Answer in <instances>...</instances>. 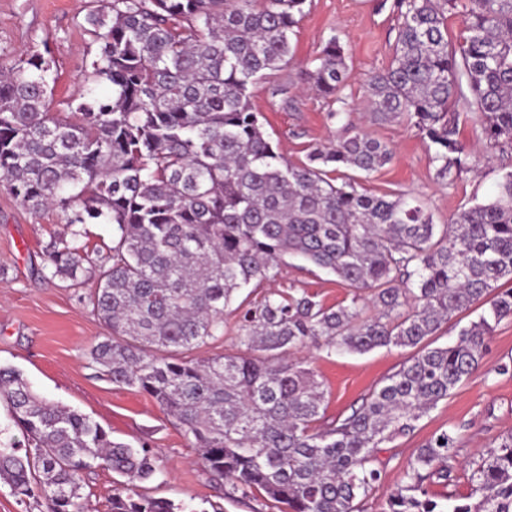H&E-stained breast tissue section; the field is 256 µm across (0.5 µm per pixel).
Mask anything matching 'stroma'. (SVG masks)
Wrapping results in <instances>:
<instances>
[{"label": "stroma", "mask_w": 512, "mask_h": 512, "mask_svg": "<svg viewBox=\"0 0 512 512\" xmlns=\"http://www.w3.org/2000/svg\"><path fill=\"white\" fill-rule=\"evenodd\" d=\"M391 4L392 0H308L291 37L292 63L253 87L252 104L272 141L295 163L305 159L309 146L357 130L387 143L394 150L392 162L364 181V188L377 195L418 198L435 223L444 224L461 207L496 193L502 175L512 170V154L489 148L478 113L469 104L457 103L459 138L471 155V168L444 187L434 177L427 141L411 124L373 120L366 83L393 57L398 20ZM90 7L91 0H0V49L14 54L46 49L55 62L51 111L67 113V103L96 50L83 27ZM333 35L344 47L349 68L339 122L329 117L338 108L335 103L304 90L298 78L300 69L313 67L321 44ZM283 83L287 95L274 94V87ZM65 230L64 213L32 212L0 182V268L5 271L0 277V365L21 370L38 394L90 416L113 440L148 443L159 457V471L138 484V492L180 502L187 512H209L214 504L223 512H278L262 497L245 498L231 484L212 482L198 451L150 396L113 384L90 365L88 351L107 330L88 297L97 285L101 257L112 245V227L87 225V273L84 284L76 288L41 272L47 246ZM276 285L307 290L328 305L347 294L334 276L294 259L283 266ZM409 355L400 348L364 355L311 354L326 391L327 416L349 414L361 396L382 384ZM510 361L512 319H506L496 327L478 370L420 420L412 436L386 444L378 453L381 480L363 501V512H381L409 459L443 430L459 436L453 481L447 487L429 485L428 494L437 500L450 492L470 494L472 468L503 433L512 430V373L495 372L499 364ZM119 482L116 473L104 468L84 474V512H107V499Z\"/></svg>", "instance_id": "stroma-1"}]
</instances>
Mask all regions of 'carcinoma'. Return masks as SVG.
I'll return each mask as SVG.
<instances>
[{"label":"carcinoma","mask_w":512,"mask_h":512,"mask_svg":"<svg viewBox=\"0 0 512 512\" xmlns=\"http://www.w3.org/2000/svg\"><path fill=\"white\" fill-rule=\"evenodd\" d=\"M306 2L93 0L85 23L97 49L70 119L49 111V51L0 53V180L27 209L66 215L69 232L46 249L52 278L81 284L84 225H112L90 297L108 335L91 347L90 363L151 396L213 480L282 512H360L355 500L380 478L370 464L382 445L413 434L512 318V171L494 199L436 224L419 201L362 187L359 176L393 159L365 132L288 161L252 106V88L293 59L290 33ZM448 5L464 18L454 45ZM392 7L396 48L368 80L372 115L412 124L446 187L471 163L450 115L457 102L477 108L490 147H512V0ZM315 61L304 83L344 103L348 66L337 36ZM91 82L111 94H95ZM287 257L336 276L348 297L327 306L306 291L262 288ZM476 305L482 313L456 342L431 346ZM228 314L237 324L230 338ZM227 338L239 352L196 355ZM382 347L415 352L350 414L327 418L323 383L301 353ZM2 402L0 485L21 502L83 512L82 475L104 466L134 483L158 471L146 444L112 440L14 367L0 366ZM457 447L448 430L428 438L383 512H512V432L472 471L477 501L428 495L427 484L452 480ZM108 512L185 506L123 487Z\"/></svg>","instance_id":"obj_1"}]
</instances>
